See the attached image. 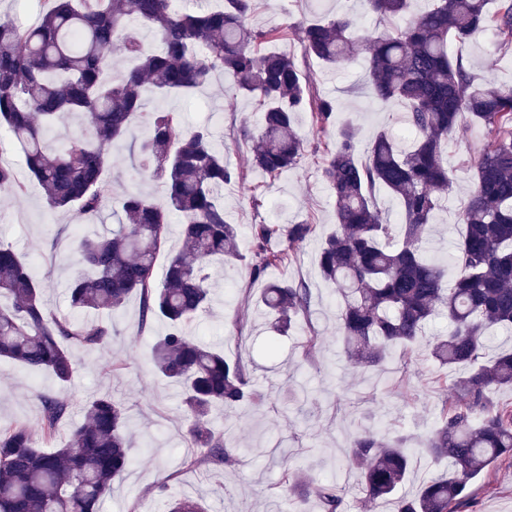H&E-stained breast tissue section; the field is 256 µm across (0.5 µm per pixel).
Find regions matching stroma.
<instances>
[{"label": "stroma", "instance_id": "35a3bbf8", "mask_svg": "<svg viewBox=\"0 0 512 512\" xmlns=\"http://www.w3.org/2000/svg\"><path fill=\"white\" fill-rule=\"evenodd\" d=\"M322 8L355 18L360 32L371 31L374 17L360 0H257L255 26L270 29L306 22ZM457 50L486 79L512 84V53H503L491 33L476 35ZM306 73L319 92L336 103L337 121L351 122L360 142H369L380 128L404 132V109L383 106L367 91L365 60L356 58L340 69L309 60ZM229 82L216 78L193 100L178 97L158 101L147 97V108L158 104L180 110L188 125L206 124L222 136L224 159L244 170L246 181L224 188L229 223L295 224L307 222L314 234L302 244L285 277L311 286V325L318 336L314 353H307L304 333L276 335L266 327L257 303L259 283L250 277L254 256L237 267L216 269L213 308L191 328L195 340L221 349L226 359L248 365L265 395L260 408H215L211 422L227 430L239 448L233 466L213 471L203 465H183L184 419L179 388L161 379L150 362V342L168 330L166 322L142 325L140 301L130 297L109 321L106 348L82 350L72 382L60 386L50 375H33L18 365L0 361V426L26 424L39 431L41 407L36 392L64 397L70 415L54 440L62 446L73 425L82 423L84 405L101 392L112 393L129 422L133 465L117 481L100 512H161L171 495L203 498L209 512H325L314 495L284 485V470L303 469L316 478L346 487L341 512H356L358 475L346 463L349 441L356 432L372 430L386 438H415L434 431L440 422L447 388L438 384L443 369L417 347H394L383 368L354 365L344 356L336 329L338 296L317 273L323 238L336 222V199L319 172L316 146L335 141V129L316 131L309 113L297 116L296 127L308 152L298 169L276 179L252 170L247 148L232 138L237 127L256 126L253 100L232 97ZM130 142L113 146L105 180L113 195L137 188L157 194L161 186L149 180L134 162ZM470 186L467 172L458 170L453 191L434 217L435 233L428 256L447 257L462 227L457 212ZM77 221L73 214L46 210L37 185L23 196L0 193V240L26 254L40 274L45 298L61 316H72L66 283L80 266L74 254ZM461 512H512V459L496 463L471 484V498Z\"/></svg>", "mask_w": 512, "mask_h": 512}]
</instances>
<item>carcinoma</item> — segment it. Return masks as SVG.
Instances as JSON below:
<instances>
[{
	"label": "carcinoma",
	"instance_id": "1",
	"mask_svg": "<svg viewBox=\"0 0 512 512\" xmlns=\"http://www.w3.org/2000/svg\"><path fill=\"white\" fill-rule=\"evenodd\" d=\"M363 2L377 18L365 35L355 33L348 16L319 15L287 27L305 57L328 67L363 54L370 94L384 105H404L412 134L402 142L381 129L362 148L346 124L336 145L324 150L320 175L336 197L337 225L320 248L318 274L340 296L336 318L348 360L380 368L391 348L422 345L439 365L467 372L454 380L439 427L419 448L365 431L351 439L349 463L360 474L359 512L389 501L395 512H458L471 481L512 456V404L493 399L512 388V352L485 358L487 329L512 331V85L483 78L453 53L452 43L489 31L511 50L512 0H497L492 12L489 0H429L417 18L409 16L411 0ZM255 9L256 0H224L219 9H175L170 0H41L31 25L0 16V129L20 147L48 209L96 223L114 201L103 178L112 146L142 118L139 166L164 194L133 188L114 201L120 219L112 231L77 239L82 269L67 293L73 310L101 315L137 295L142 324L167 322L151 361L182 389L186 435L200 449L190 468L228 465L237 452L211 428L214 407L264 399L244 363L189 334L211 304L213 262L233 268L244 261L238 225L225 219L224 186L245 177L225 163L210 128H186L173 109L146 110L143 93L190 98L213 78L229 76L236 94L254 100L261 113L257 128L237 132L248 143L252 168L271 179L297 168L307 152L297 114L310 112L324 131L335 124L336 103L316 93L294 56L260 50L281 30L254 27ZM144 28L158 48L147 47ZM114 56L134 66L114 73L108 66ZM72 115L81 130L51 145ZM469 122L482 125L487 144L460 159L471 189L458 219L465 232L449 257L455 273L449 286L448 268L425 256L424 243L454 184L448 144ZM380 187L399 202L402 223H389L375 202ZM2 190L22 196L28 184L0 159ZM174 215L181 220L180 245L159 275L156 258ZM314 231L306 223L251 225L252 279L285 267ZM43 295L31 262L0 240V360L48 373L64 386L77 370L75 349L104 347L111 329L102 319L59 316ZM260 299L277 330L287 333L308 319L311 288L304 280L269 281ZM438 315L447 316L448 335L431 339L427 327ZM36 398L48 443L69 404L41 392ZM126 430L124 409L108 392L86 404L84 422L51 452L38 447L24 424L0 428V512H99L132 464ZM417 451L433 464L448 461V474L414 496H399ZM283 479L314 494L326 512H339L343 487L304 473L286 472ZM166 512L208 508L174 496Z\"/></svg>",
	"mask_w": 512,
	"mask_h": 512
}]
</instances>
